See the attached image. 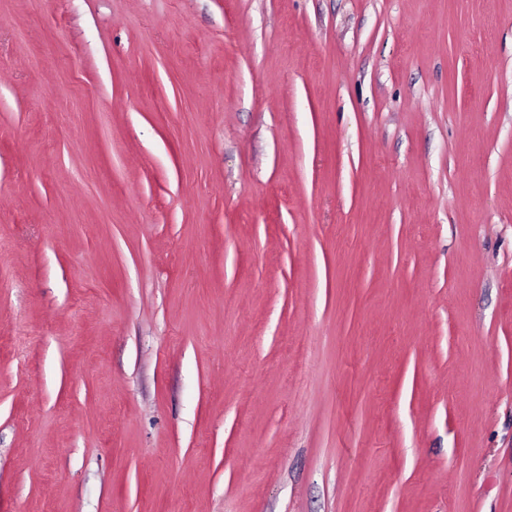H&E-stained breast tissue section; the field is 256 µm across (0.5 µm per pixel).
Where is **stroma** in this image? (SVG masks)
I'll return each mask as SVG.
<instances>
[{"instance_id":"stroma-1","label":"stroma","mask_w":512,"mask_h":512,"mask_svg":"<svg viewBox=\"0 0 512 512\" xmlns=\"http://www.w3.org/2000/svg\"><path fill=\"white\" fill-rule=\"evenodd\" d=\"M0 512H512V0H0Z\"/></svg>"}]
</instances>
